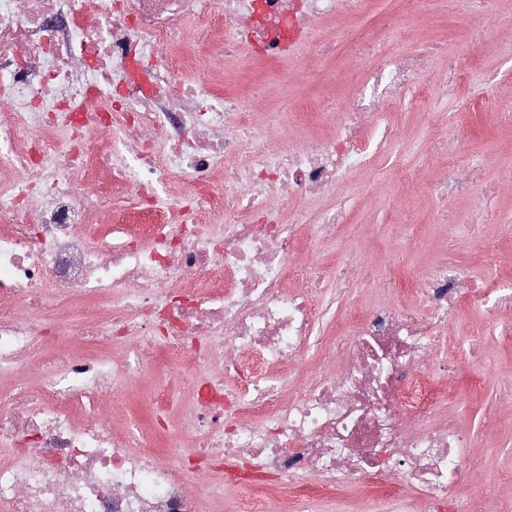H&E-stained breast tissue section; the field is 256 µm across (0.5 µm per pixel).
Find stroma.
Returning a JSON list of instances; mask_svg holds the SVG:
<instances>
[{
    "instance_id": "35a3bbf8",
    "label": "stroma",
    "mask_w": 512,
    "mask_h": 512,
    "mask_svg": "<svg viewBox=\"0 0 512 512\" xmlns=\"http://www.w3.org/2000/svg\"><path fill=\"white\" fill-rule=\"evenodd\" d=\"M408 19L402 31L393 33L397 52H409L432 42L450 41L461 55H473L468 91L485 102L473 118V159L481 166L482 180L470 195L455 198L446 213H439L429 183L443 167L441 155L428 152L430 138L448 134V115L461 109L462 101L448 95L425 109L408 104L390 105L400 134L367 169L355 172L332 196L316 203V210L334 208L337 201L354 202L353 221L344 225L336 240L316 245L303 255L302 264L318 259L319 253L334 255L359 251L377 277L399 271L408 283L433 264H471L468 246L471 224L484 225L488 236L512 228V125L497 124L492 114L497 104L512 101V0H495L492 15L476 10L459 14L457 0H410ZM486 29L479 45H471L474 30ZM215 75L221 82L248 88L259 76L277 91L275 97L254 108L256 129L297 146L312 134H328L329 125L312 116L308 104L321 96L346 100L358 77L357 71L335 61L312 55L308 47H294L286 61L255 69L249 50L233 58L201 57L188 80ZM420 169L418 179L397 181L396 168ZM498 187L486 205L485 214L474 210V201L485 183ZM494 319L482 310L466 306L449 321L446 333L467 339L476 327L487 336L480 360L458 375L440 403L444 414L469 425L476 439L473 449L480 467L470 471L467 488L484 493V512H512V412L501 415L493 427L483 424V415L500 385L512 378V347L491 336ZM151 377L128 383L114 398L115 427L151 421L148 396Z\"/></svg>"
}]
</instances>
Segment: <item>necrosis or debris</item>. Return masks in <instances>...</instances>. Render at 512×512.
Wrapping results in <instances>:
<instances>
[{
    "mask_svg": "<svg viewBox=\"0 0 512 512\" xmlns=\"http://www.w3.org/2000/svg\"><path fill=\"white\" fill-rule=\"evenodd\" d=\"M342 0H221L187 49L184 24L203 0H0V512H197L176 466L177 442L113 428L109 397L143 369L160 384L156 420L177 410L203 465L243 472L240 512H266L282 483L297 502L336 497L355 482L393 504L415 495L448 512L465 490L462 422L435 418L442 385L461 370L433 355L443 326L471 305L512 312V283L443 264L405 305H361L321 334L329 315L371 275L357 255L297 263L330 240L352 210L312 207L394 136L368 90L433 101L465 89L468 58L434 43L381 65L343 104L311 105L332 136L297 150L255 133L250 100L209 78L180 82L208 54L213 30L233 28L222 57L243 47L260 62L287 58L313 22ZM446 64L430 80L426 60ZM448 115L435 142L447 164L439 203L469 194L481 172L467 112ZM125 138L113 144L112 125ZM190 192L162 205L156 187ZM38 213H31L33 200ZM223 218L220 231L206 220ZM122 354H114L116 339ZM305 367L299 395L275 370ZM310 485H301L302 476Z\"/></svg>",
    "mask_w": 512,
    "mask_h": 512,
    "instance_id": "necrosis-or-debris-1",
    "label": "necrosis or debris"
}]
</instances>
